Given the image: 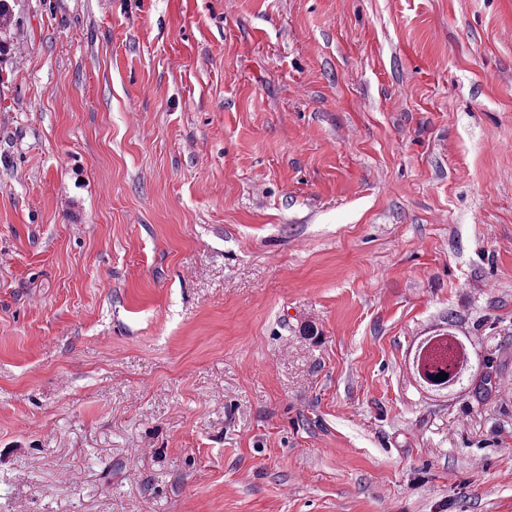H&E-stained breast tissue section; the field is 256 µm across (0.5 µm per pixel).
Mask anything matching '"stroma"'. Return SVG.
I'll list each match as a JSON object with an SVG mask.
<instances>
[{
  "label": "stroma",
  "instance_id": "stroma-1",
  "mask_svg": "<svg viewBox=\"0 0 512 512\" xmlns=\"http://www.w3.org/2000/svg\"><path fill=\"white\" fill-rule=\"evenodd\" d=\"M10 28L0 512H512V0ZM416 371L424 388L432 391L450 390L457 386L464 388V382L477 380L478 373H472L467 347L457 336L442 333L429 338L419 348L416 357ZM438 373H448L441 382L434 381Z\"/></svg>",
  "mask_w": 512,
  "mask_h": 512
}]
</instances>
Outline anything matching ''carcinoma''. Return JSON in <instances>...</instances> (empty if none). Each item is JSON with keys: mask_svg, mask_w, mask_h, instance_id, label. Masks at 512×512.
Masks as SVG:
<instances>
[{"mask_svg": "<svg viewBox=\"0 0 512 512\" xmlns=\"http://www.w3.org/2000/svg\"><path fill=\"white\" fill-rule=\"evenodd\" d=\"M416 371L424 388L432 391L464 387V382H485L487 377H477L472 372L467 347L457 337L442 333L429 338L419 348L416 357ZM448 374V378L437 382V374Z\"/></svg>", "mask_w": 512, "mask_h": 512, "instance_id": "carcinoma-1", "label": "carcinoma"}]
</instances>
